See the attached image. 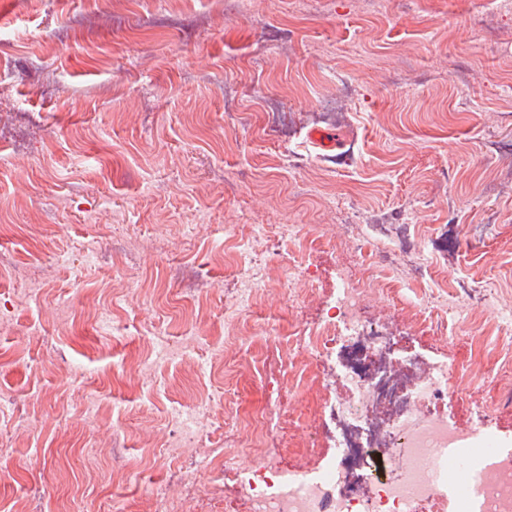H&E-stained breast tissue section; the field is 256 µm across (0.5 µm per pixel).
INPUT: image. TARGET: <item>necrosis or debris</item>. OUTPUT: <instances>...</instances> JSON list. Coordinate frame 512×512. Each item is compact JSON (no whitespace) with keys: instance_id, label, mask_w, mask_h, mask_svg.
I'll return each instance as SVG.
<instances>
[{"instance_id":"obj_1","label":"necrosis or debris","mask_w":512,"mask_h":512,"mask_svg":"<svg viewBox=\"0 0 512 512\" xmlns=\"http://www.w3.org/2000/svg\"><path fill=\"white\" fill-rule=\"evenodd\" d=\"M338 277L334 316L314 321L309 333L315 353L347 351L336 370L345 394L329 406L336 456L318 470L289 471L266 456L235 471L229 490L240 512H415L418 503L433 512H512V451L481 435L464 442L446 413L431 410L452 396L447 361L404 354L368 315L364 288L346 272ZM397 359L420 368L412 384L393 372ZM462 442L481 471L458 492L448 487L443 451Z\"/></svg>"}]
</instances>
